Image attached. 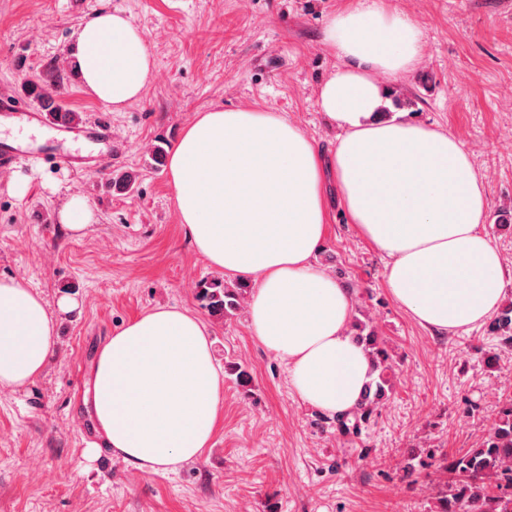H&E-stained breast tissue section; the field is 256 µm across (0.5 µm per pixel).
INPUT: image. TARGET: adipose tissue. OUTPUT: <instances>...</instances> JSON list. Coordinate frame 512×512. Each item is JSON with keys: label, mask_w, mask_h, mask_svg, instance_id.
Wrapping results in <instances>:
<instances>
[{"label": "adipose tissue", "mask_w": 512, "mask_h": 512, "mask_svg": "<svg viewBox=\"0 0 512 512\" xmlns=\"http://www.w3.org/2000/svg\"><path fill=\"white\" fill-rule=\"evenodd\" d=\"M322 43L338 65L320 85L321 112L339 130L331 158L273 112L212 109L185 127L168 156L178 221L208 264L251 284L254 339L284 360L300 398L348 413L372 379L350 334L352 297L315 265L335 181L351 223L385 259L394 300L438 332L482 325L505 301L502 260L484 231L488 197L451 134L384 115L378 74L423 58L422 32L385 0H351ZM87 92L119 109L153 77L144 33L120 12L85 18L70 48ZM56 309L26 281L0 278V387L41 376L57 341ZM89 403L102 443L152 473L198 460L224 409V376L206 325L159 306L109 336L93 362Z\"/></svg>", "instance_id": "ef3b65f1"}]
</instances>
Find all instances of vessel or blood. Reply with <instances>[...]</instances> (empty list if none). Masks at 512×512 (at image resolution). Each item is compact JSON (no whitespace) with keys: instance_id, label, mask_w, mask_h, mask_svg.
I'll list each match as a JSON object with an SVG mask.
<instances>
[{"instance_id":"b4317fda","label":"vessel or blood","mask_w":512,"mask_h":512,"mask_svg":"<svg viewBox=\"0 0 512 512\" xmlns=\"http://www.w3.org/2000/svg\"><path fill=\"white\" fill-rule=\"evenodd\" d=\"M0 118L10 120L12 124L37 126L46 129L48 139L32 147L19 142L0 141V168L11 167L24 156L32 157L47 164L74 165L81 163L83 155L80 150L67 149V141L84 139L87 141L111 145L112 133L108 123L94 121L76 125L64 115L45 117L42 109L33 107L9 92H0Z\"/></svg>"}]
</instances>
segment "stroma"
<instances>
[{
    "instance_id": "35a3bbf8",
    "label": "stroma",
    "mask_w": 512,
    "mask_h": 512,
    "mask_svg": "<svg viewBox=\"0 0 512 512\" xmlns=\"http://www.w3.org/2000/svg\"><path fill=\"white\" fill-rule=\"evenodd\" d=\"M348 0H0V91L23 94L55 61H68L80 23L100 8L123 12L155 59L142 98L121 110L93 98L70 74L59 99L82 121L112 129L102 172L68 165L0 171V277L28 282L49 304L68 295L58 341L33 383L0 388V512H432L441 455L476 447L512 396V348L488 326L437 333L389 295L384 261L351 224L337 194L316 265L372 322L393 364L390 388L359 431L304 402L282 359L254 339L246 308L223 319L196 298L217 272L181 224L166 167L150 156L214 107L274 112L331 151L337 128L317 104L337 61L321 42ZM418 22L424 58L381 77L385 113L409 101L417 122L452 134L488 192L484 231L499 250L512 300V0H386ZM133 173L130 191L110 180ZM27 183L18 192V180ZM96 220L79 234L55 220L68 196ZM189 310L206 325L224 372V416L199 460L174 473L140 471L103 448L82 422L100 346L157 306ZM497 354L487 366L488 354ZM250 376L239 386L232 371ZM416 456L419 467L406 475Z\"/></svg>"
}]
</instances>
